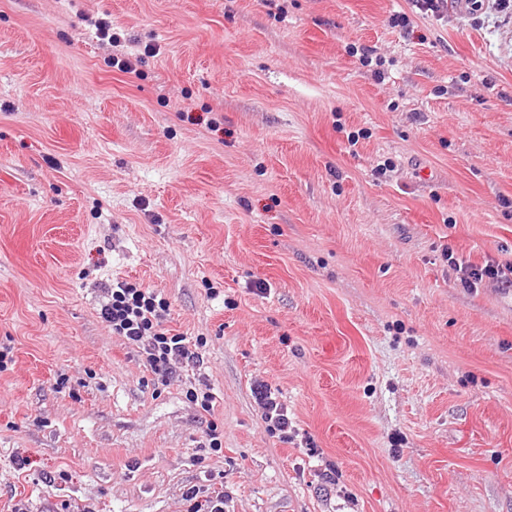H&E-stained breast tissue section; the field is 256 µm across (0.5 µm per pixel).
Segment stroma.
<instances>
[{
	"instance_id": "obj_1",
	"label": "stroma",
	"mask_w": 512,
	"mask_h": 512,
	"mask_svg": "<svg viewBox=\"0 0 512 512\" xmlns=\"http://www.w3.org/2000/svg\"><path fill=\"white\" fill-rule=\"evenodd\" d=\"M447 249L512 260V7L0 0V512H512V297ZM116 280L203 364L114 336ZM95 27L102 40H106L112 47V66H117L126 73H135L137 70L132 66L129 57H135L136 60L141 57V46L135 41H121L116 33H112V22L107 18H97L90 21ZM444 258L459 275L460 283L465 288H479L486 284L512 287V261L505 263L485 261L481 265L459 260L453 251L447 249ZM253 394L269 432L273 435L278 434L282 441L291 440L294 436L291 435L293 427L288 418V409L278 400L271 386L266 382L258 381L254 385ZM198 492L189 489L186 493V500L193 501L188 512H224V494L217 492L216 495L207 497L205 500H196ZM204 502V503H202Z\"/></svg>"
}]
</instances>
